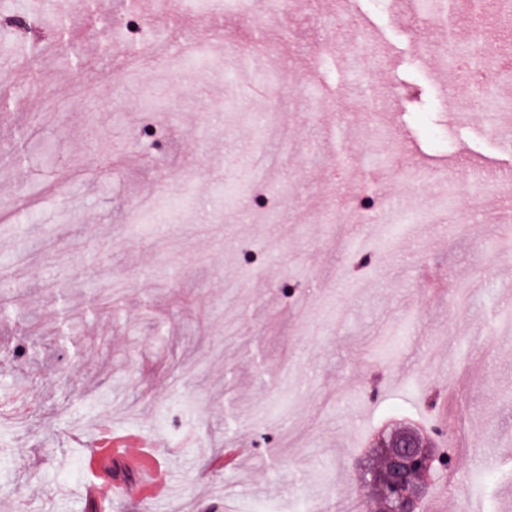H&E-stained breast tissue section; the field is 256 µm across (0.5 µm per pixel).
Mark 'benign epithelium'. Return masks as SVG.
Masks as SVG:
<instances>
[{
	"label": "benign epithelium",
	"instance_id": "obj_1",
	"mask_svg": "<svg viewBox=\"0 0 512 512\" xmlns=\"http://www.w3.org/2000/svg\"><path fill=\"white\" fill-rule=\"evenodd\" d=\"M372 447L381 459L370 471L373 493L383 499L396 489L399 503L394 512H416L441 455L436 439L415 426L399 424L381 432Z\"/></svg>",
	"mask_w": 512,
	"mask_h": 512
}]
</instances>
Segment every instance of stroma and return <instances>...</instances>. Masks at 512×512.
<instances>
[{
  "label": "stroma",
  "mask_w": 512,
  "mask_h": 512,
  "mask_svg": "<svg viewBox=\"0 0 512 512\" xmlns=\"http://www.w3.org/2000/svg\"><path fill=\"white\" fill-rule=\"evenodd\" d=\"M384 41L337 28L336 0L270 12L203 0L156 17L153 67L132 45L105 41L131 0H75L69 64L54 29L16 32L11 55L29 81L0 79V261L12 288L0 318V391H25L27 424L0 422V502L34 512H88L87 448L71 430L111 426L155 442L173 492L150 508L112 512H379L359 483L369 435L383 426L447 430L451 453L436 512L459 498L512 512V187L449 204L445 170H512V151L480 125L454 130L469 70L432 52L479 43L512 90V24L498 0H458L447 27L439 0H350ZM222 38L191 65L177 46ZM275 34L260 42L261 31ZM338 40L337 71L315 66ZM270 58L274 122L252 97L248 59ZM373 79L360 84L357 72ZM153 126L158 141L140 137ZM382 199L429 211L382 224L368 266L356 255L363 182ZM237 189L227 198L223 187ZM35 352L9 351L20 334ZM467 352L446 354L456 337ZM250 453L210 474L226 443Z\"/></svg>",
  "instance_id": "1"
}]
</instances>
